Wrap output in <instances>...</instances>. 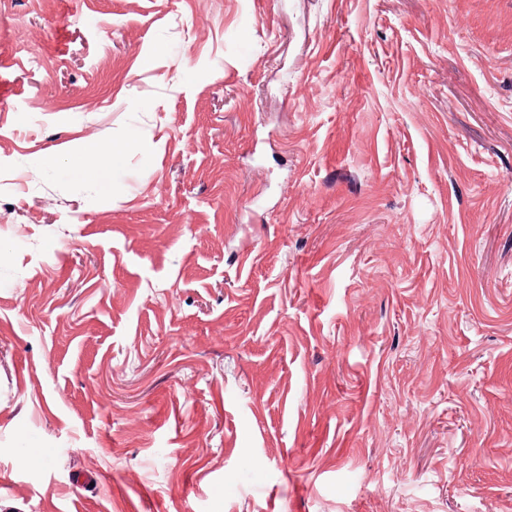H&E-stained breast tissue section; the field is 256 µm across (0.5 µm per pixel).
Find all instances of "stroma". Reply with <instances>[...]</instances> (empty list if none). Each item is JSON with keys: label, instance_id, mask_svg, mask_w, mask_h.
<instances>
[{"label": "stroma", "instance_id": "obj_1", "mask_svg": "<svg viewBox=\"0 0 512 512\" xmlns=\"http://www.w3.org/2000/svg\"><path fill=\"white\" fill-rule=\"evenodd\" d=\"M0 89V512H512V0H0ZM122 154L119 147L105 144L85 156L75 168V174L83 178L104 182L115 167V160Z\"/></svg>", "mask_w": 512, "mask_h": 512}]
</instances>
